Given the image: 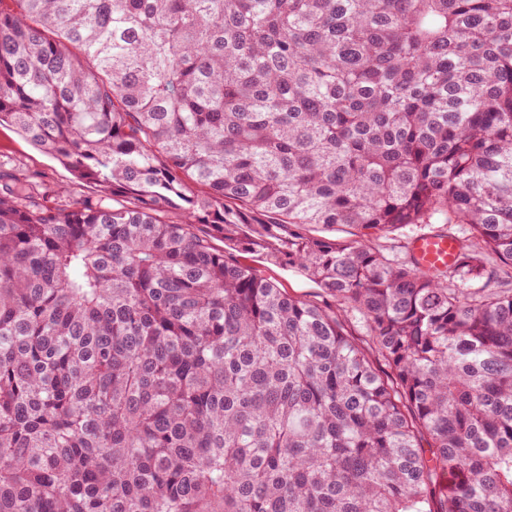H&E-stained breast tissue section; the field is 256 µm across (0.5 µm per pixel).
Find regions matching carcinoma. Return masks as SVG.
Instances as JSON below:
<instances>
[{"label": "carcinoma", "instance_id": "1", "mask_svg": "<svg viewBox=\"0 0 512 512\" xmlns=\"http://www.w3.org/2000/svg\"><path fill=\"white\" fill-rule=\"evenodd\" d=\"M10 2L0 512H512V0ZM0 160L20 174L30 176L51 194H57L74 180L67 167L35 149L14 128L6 125L0 127ZM442 224H418L408 226L400 230L397 235L390 238L392 239H380L376 241V244L384 246L383 249L385 254L390 256H404L407 250H410L411 242L414 238L423 234H428L432 230H436L437 227H441ZM413 252L423 268L445 267L458 257L456 242L441 235H427L417 240ZM239 260L251 266L263 278L273 281L288 293L309 301H322L319 285L301 271L288 268L264 257L242 251H232Z\"/></svg>", "mask_w": 512, "mask_h": 512}]
</instances>
